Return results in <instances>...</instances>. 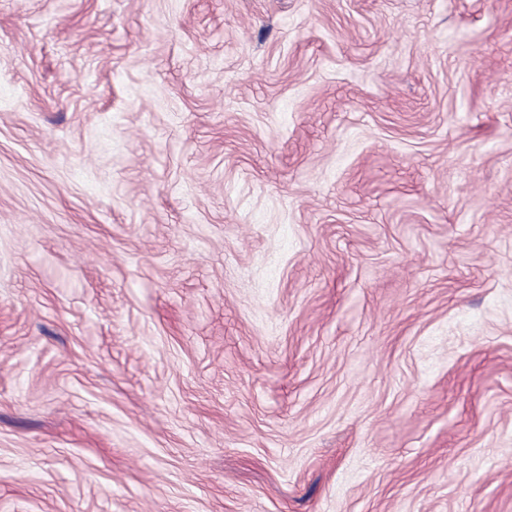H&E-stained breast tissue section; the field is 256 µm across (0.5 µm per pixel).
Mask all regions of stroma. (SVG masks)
Instances as JSON below:
<instances>
[{
    "instance_id": "obj_1",
    "label": "stroma",
    "mask_w": 512,
    "mask_h": 512,
    "mask_svg": "<svg viewBox=\"0 0 512 512\" xmlns=\"http://www.w3.org/2000/svg\"><path fill=\"white\" fill-rule=\"evenodd\" d=\"M0 512H512V0H0Z\"/></svg>"
}]
</instances>
